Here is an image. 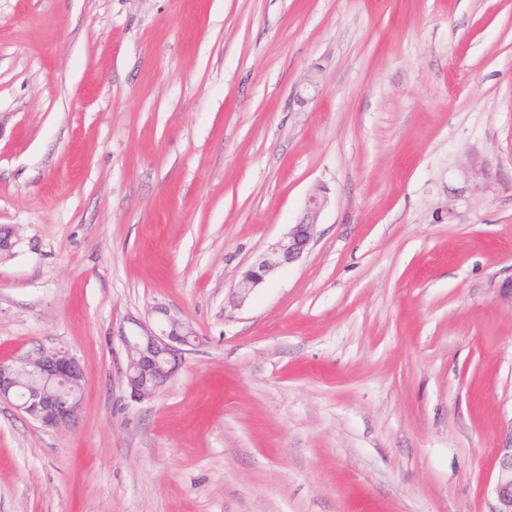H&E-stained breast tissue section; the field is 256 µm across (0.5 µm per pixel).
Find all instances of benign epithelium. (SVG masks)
<instances>
[{
  "mask_svg": "<svg viewBox=\"0 0 512 512\" xmlns=\"http://www.w3.org/2000/svg\"><path fill=\"white\" fill-rule=\"evenodd\" d=\"M325 203L326 197L319 192L308 197L300 222L268 245L242 275L238 303H244L272 273L302 257L316 237ZM130 324L132 329L119 330L127 357L124 381L129 398L142 402L155 397L176 375L198 336L169 314L157 329L137 318ZM83 381V367L65 349H40L24 357L0 359V402L11 403L45 428H65L76 419ZM495 466L492 512H512V440L495 449Z\"/></svg>",
  "mask_w": 512,
  "mask_h": 512,
  "instance_id": "7a95c632",
  "label": "benign epithelium"
}]
</instances>
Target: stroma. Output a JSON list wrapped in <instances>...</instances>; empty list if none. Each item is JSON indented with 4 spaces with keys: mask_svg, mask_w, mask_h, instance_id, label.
<instances>
[{
    "mask_svg": "<svg viewBox=\"0 0 512 512\" xmlns=\"http://www.w3.org/2000/svg\"><path fill=\"white\" fill-rule=\"evenodd\" d=\"M0 226V358L84 369L68 428L0 403V512H492L512 0H0ZM162 308L199 341L134 402ZM325 203L326 197L320 191L308 197L300 222L293 224L284 237L268 245L242 275L237 286L238 303H244L272 273L302 257L316 237L317 220ZM165 316V323L157 329L131 318L129 323L135 328L119 330L127 357L126 391L134 402L155 397L176 375L185 354L199 340L190 326L167 312Z\"/></svg>",
    "mask_w": 512,
    "mask_h": 512,
    "instance_id": "stroma-1",
    "label": "stroma"
}]
</instances>
